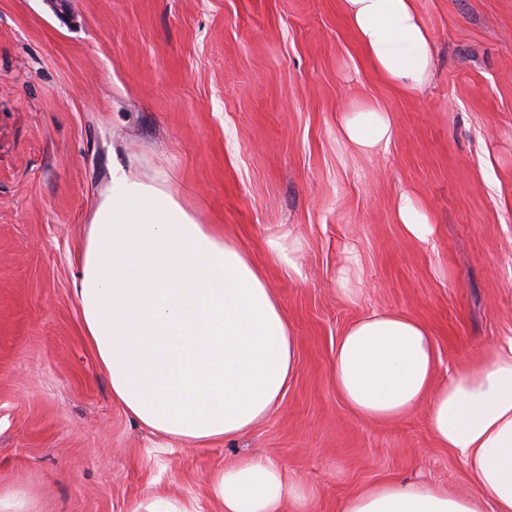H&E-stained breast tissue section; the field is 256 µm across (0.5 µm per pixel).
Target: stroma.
Returning <instances> with one entry per match:
<instances>
[{
	"label": "stroma",
	"instance_id": "stroma-1",
	"mask_svg": "<svg viewBox=\"0 0 512 512\" xmlns=\"http://www.w3.org/2000/svg\"><path fill=\"white\" fill-rule=\"evenodd\" d=\"M435 62L406 91L370 66L342 0H0V490L36 512H132L148 495L221 512L208 481L261 455L339 512L376 482L470 494L427 427L340 400L333 350L374 309L424 323L437 380L512 339V0H417ZM389 112L387 149L338 117ZM492 165H485V157ZM168 176L199 223L243 246L297 337L279 406L232 440L163 447L112 398L83 336L74 260L113 162ZM412 194L435 233L395 215ZM296 242V271L269 238ZM360 257L355 299L336 288ZM338 126L342 141L363 153L387 148L394 133L388 112L371 105L343 112ZM359 265V257L354 252H349L345 263L336 271V282L339 291L348 299H352L358 295L360 288H354V273Z\"/></svg>",
	"mask_w": 512,
	"mask_h": 512
}]
</instances>
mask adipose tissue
Returning <instances> with one entry per match:
<instances>
[{"label":"adipose tissue","instance_id":"1","mask_svg":"<svg viewBox=\"0 0 512 512\" xmlns=\"http://www.w3.org/2000/svg\"><path fill=\"white\" fill-rule=\"evenodd\" d=\"M375 70L407 90L434 68L415 0H343ZM342 141L388 147L393 123L376 106L342 113ZM74 293L83 333L113 398L170 443L237 437L273 411L298 369L296 338L271 288L236 243L198 223L167 179L143 181L113 163L84 244ZM435 347L413 317L375 310L339 337L332 380L364 420H392L428 401V428L460 459L476 492L424 481L380 482L340 512H512V340L434 381ZM223 512H310L312 494L272 462L247 457L210 479Z\"/></svg>","mask_w":512,"mask_h":512}]
</instances>
